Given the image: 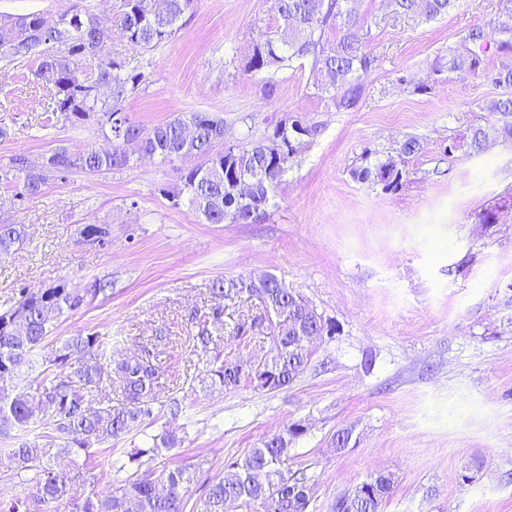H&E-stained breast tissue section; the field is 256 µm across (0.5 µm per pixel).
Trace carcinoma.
<instances>
[{
  "instance_id": "1",
  "label": "carcinoma",
  "mask_w": 512,
  "mask_h": 512,
  "mask_svg": "<svg viewBox=\"0 0 512 512\" xmlns=\"http://www.w3.org/2000/svg\"><path fill=\"white\" fill-rule=\"evenodd\" d=\"M194 0H114L112 14L105 18L74 14L54 25L41 17L0 15V58L20 57L40 60L37 74L50 86L54 114L73 125L99 116L103 135L112 142L111 150L71 151L65 147L47 150L35 160L13 161L19 177L18 196H36L49 180L68 173L89 174L119 171L131 163L125 148L137 141L140 150L172 163L181 153L203 158V164L181 173V188L168 194L172 205L182 200L195 208L206 224H250L263 215L271 193L288 170L300 135L308 127L278 123L271 135L235 146L224 143V119L208 112L177 114L144 127L131 121L121 102L143 81L141 72H128L118 60L103 61L97 78L87 77L84 61L96 55L116 28L131 44L150 49L182 27L181 20ZM355 0H274L282 24L264 32L253 45L247 71L262 76L265 96H274L275 74L289 69L301 59L312 60L314 69L333 87L337 108L356 106L362 93L359 82L348 76L367 73L373 63L362 51L360 28L353 19ZM397 14L425 15L427 19L446 15L454 0H389ZM336 30V42L324 39L326 30ZM471 29L459 46L448 49V71L476 72L482 56L491 47L509 46ZM111 86V99L103 101L97 90ZM358 177H371L398 186L401 171L393 161L374 169L364 168ZM21 224H0V250L23 242ZM246 290L274 315L271 326L280 348L269 362L251 365L224 359V331L241 339L249 329L238 320L228 326L224 320V299L237 288ZM109 284L94 281L90 287L48 288L40 293L23 289L18 300L0 311V382L11 380L22 364L27 379L20 391L0 387V436L17 439L0 459L3 481L21 488L18 493L0 490V512H53L54 504L66 501V512H187L189 485L196 474L193 464H176L156 471L137 469L112 486L107 496L95 493L102 479L97 460L100 448L121 438L134 428L155 422L164 369L152 354L125 355L118 360L108 354L107 342L96 333L78 334L66 340L50 356L37 364L26 360L41 347L65 313L75 311L88 299L105 295ZM209 294L215 303L198 324L195 348L201 352L205 379L226 390L244 383L268 391L280 390L296 380L309 358V341L288 334V324L301 317L309 319L314 330L324 329L323 318L315 309L303 314L295 294L279 279L268 277L258 284L212 281ZM78 362H72L73 358ZM119 392V403L112 404L106 390ZM177 444L174 434L163 431L148 448H135L128 461L154 457ZM287 433L264 440L242 458L227 463L229 472L214 483L200 512H310L313 485L300 471L288 468L291 449ZM79 457L77 475L92 490L82 498L66 499L73 476L55 465L60 457ZM391 477L379 473L352 492L340 496L333 512H380L389 496Z\"/></svg>"
}]
</instances>
